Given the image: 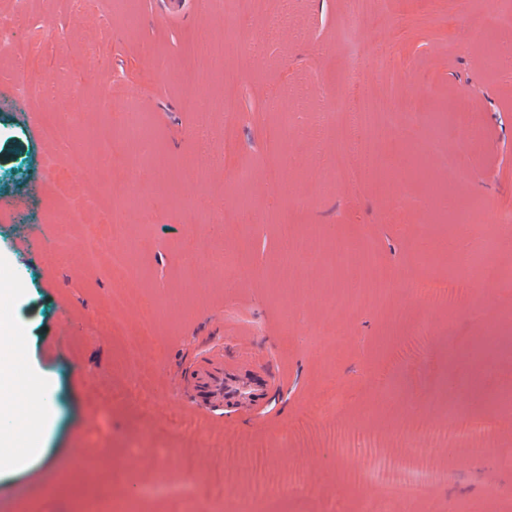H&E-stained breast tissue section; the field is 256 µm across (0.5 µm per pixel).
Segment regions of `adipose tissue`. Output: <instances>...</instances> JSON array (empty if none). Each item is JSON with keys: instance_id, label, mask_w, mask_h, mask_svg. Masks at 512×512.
Segmentation results:
<instances>
[{"instance_id": "ef3b65f1", "label": "adipose tissue", "mask_w": 512, "mask_h": 512, "mask_svg": "<svg viewBox=\"0 0 512 512\" xmlns=\"http://www.w3.org/2000/svg\"><path fill=\"white\" fill-rule=\"evenodd\" d=\"M0 334L13 341V353L0 362V447L5 459L18 462L20 455L39 449L40 430L52 412L50 390L44 380L34 375L22 350L23 330L8 321L0 322Z\"/></svg>"}]
</instances>
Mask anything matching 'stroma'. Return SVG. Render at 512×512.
<instances>
[{"instance_id":"1","label":"stroma","mask_w":512,"mask_h":512,"mask_svg":"<svg viewBox=\"0 0 512 512\" xmlns=\"http://www.w3.org/2000/svg\"><path fill=\"white\" fill-rule=\"evenodd\" d=\"M0 24L16 25L33 88L20 94L21 76L0 57V254L11 261L0 282L15 292L10 318L29 330L27 359L55 400L43 460L0 476V512H17L21 495L27 512H118L132 502L138 512H213L211 431L259 438L271 468L304 465L308 488L277 497L269 512H350L359 470L364 493L385 508L407 491L417 512H456L463 497L474 512L492 495L512 504V433L489 443L443 428L452 414L496 418V394L512 390V346L482 351L512 330V298L489 288L446 311L407 299L414 271L403 233L442 223L434 195L475 198L456 254L491 233L512 256L501 210L512 201V19L501 0L475 10L467 0H295L274 36L245 19L250 49L225 35L224 0H92L74 12L27 0L21 25L14 0H0ZM49 25L62 41L44 40ZM356 57L369 117L354 126L336 105ZM131 111L154 129L150 158L122 132ZM459 114L473 136L453 130ZM228 128L237 141L229 162ZM345 142L398 159L397 179L375 188L350 178ZM133 184L141 202L121 210ZM285 224L297 238L340 224L375 249L400 285L391 308L360 303L344 269L312 290L316 257L273 263ZM246 243L249 277L200 288L213 246L235 258ZM128 285L152 306L109 312L113 291ZM145 320L155 340L133 366L127 349ZM418 323L436 338L433 354H411L392 388L372 386L370 368L408 351ZM242 343L263 348L267 373L285 381L254 414L202 411L204 433L189 436L181 423L195 370L233 360ZM330 378L354 385L345 409L324 417L340 435L298 461L289 426ZM418 418L432 433L413 447ZM186 450L197 454L187 474ZM162 473L185 475L192 495L140 499Z\"/></svg>"}]
</instances>
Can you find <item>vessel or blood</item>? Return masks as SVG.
<instances>
[{"instance_id": "b4317fda", "label": "vessel or blood", "mask_w": 512, "mask_h": 512, "mask_svg": "<svg viewBox=\"0 0 512 512\" xmlns=\"http://www.w3.org/2000/svg\"><path fill=\"white\" fill-rule=\"evenodd\" d=\"M262 351L243 352L240 360L231 362L218 373L205 375L199 387L202 401L208 405H233L237 410L251 412L261 402L266 387L262 380Z\"/></svg>"}]
</instances>
